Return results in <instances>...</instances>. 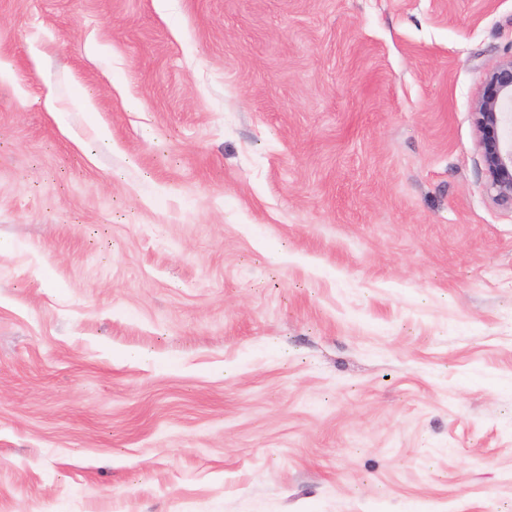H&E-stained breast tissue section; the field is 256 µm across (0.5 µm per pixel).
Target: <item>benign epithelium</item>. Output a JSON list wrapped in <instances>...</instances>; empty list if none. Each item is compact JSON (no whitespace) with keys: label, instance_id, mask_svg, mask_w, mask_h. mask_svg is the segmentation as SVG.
Segmentation results:
<instances>
[{"label":"benign epithelium","instance_id":"1","mask_svg":"<svg viewBox=\"0 0 512 512\" xmlns=\"http://www.w3.org/2000/svg\"><path fill=\"white\" fill-rule=\"evenodd\" d=\"M486 191L512 209V53L487 70L472 111Z\"/></svg>","mask_w":512,"mask_h":512}]
</instances>
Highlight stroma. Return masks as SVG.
Masks as SVG:
<instances>
[{"label":"stroma","mask_w":512,"mask_h":512,"mask_svg":"<svg viewBox=\"0 0 512 512\" xmlns=\"http://www.w3.org/2000/svg\"><path fill=\"white\" fill-rule=\"evenodd\" d=\"M511 45L512 0H0V512H512ZM472 119L486 191L494 203L512 209V45L487 70Z\"/></svg>","instance_id":"35a3bbf8"}]
</instances>
